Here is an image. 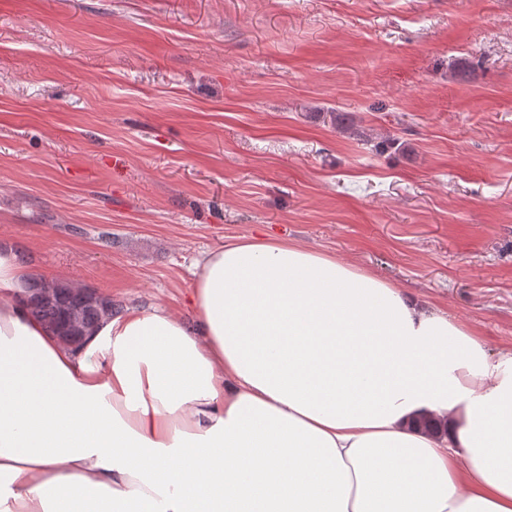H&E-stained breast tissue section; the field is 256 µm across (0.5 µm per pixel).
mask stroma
Segmentation results:
<instances>
[{"mask_svg":"<svg viewBox=\"0 0 512 512\" xmlns=\"http://www.w3.org/2000/svg\"><path fill=\"white\" fill-rule=\"evenodd\" d=\"M248 236L512 349V0H0V246L34 279L189 321Z\"/></svg>","mask_w":512,"mask_h":512,"instance_id":"stroma-1","label":"stroma"}]
</instances>
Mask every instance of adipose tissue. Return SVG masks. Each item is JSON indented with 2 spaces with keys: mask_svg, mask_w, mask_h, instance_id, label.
Here are the masks:
<instances>
[{
  "mask_svg": "<svg viewBox=\"0 0 512 512\" xmlns=\"http://www.w3.org/2000/svg\"><path fill=\"white\" fill-rule=\"evenodd\" d=\"M195 276L74 346L0 248V512H512V350L279 238Z\"/></svg>",
  "mask_w": 512,
  "mask_h": 512,
  "instance_id": "obj_1",
  "label": "adipose tissue"
}]
</instances>
